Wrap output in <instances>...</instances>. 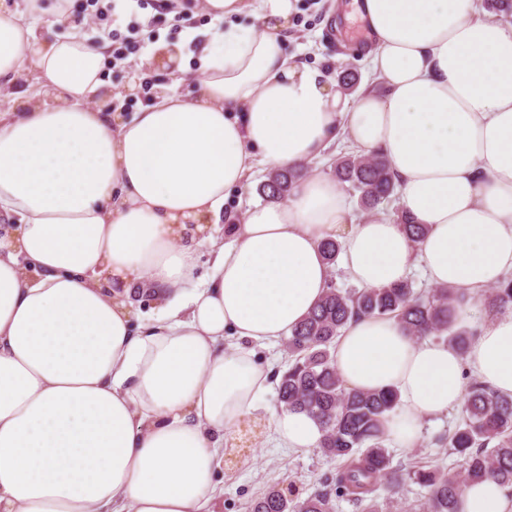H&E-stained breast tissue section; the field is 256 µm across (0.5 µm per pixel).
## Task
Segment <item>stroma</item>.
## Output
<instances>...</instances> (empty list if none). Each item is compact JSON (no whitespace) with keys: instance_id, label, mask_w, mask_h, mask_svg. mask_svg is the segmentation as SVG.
<instances>
[{"instance_id":"obj_1","label":"stroma","mask_w":512,"mask_h":512,"mask_svg":"<svg viewBox=\"0 0 512 512\" xmlns=\"http://www.w3.org/2000/svg\"><path fill=\"white\" fill-rule=\"evenodd\" d=\"M140 18L152 21L154 37L147 47L133 57L130 64L106 62L102 78L104 91L112 95V112L130 117L148 105L149 99L139 86L138 74L151 79L153 91L171 90L183 96L197 89V41L216 28L217 23L204 11L192 15L183 31L174 28L173 14L166 10L140 11ZM362 21L352 8V0H296L295 11L288 25V51L329 79H337L348 70L358 78L359 87L377 88L381 82L366 66L360 46L342 40L339 29H357ZM176 55L184 72L182 81H175L168 67L169 55ZM459 411L439 417L423 427L421 440L412 448H390L393 465L404 469L426 465L451 474L462 471L461 459L452 454L442 436L453 429ZM234 459L217 473L221 493L216 512H249L251 501L269 485L280 483L295 495L307 497L332 475L336 464L317 449L296 452L279 448L267 436L246 437L243 447L234 449Z\"/></svg>"}]
</instances>
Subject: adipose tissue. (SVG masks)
Returning a JSON list of instances; mask_svg holds the SVG:
<instances>
[{"label":"adipose tissue","instance_id":"adipose-tissue-1","mask_svg":"<svg viewBox=\"0 0 512 512\" xmlns=\"http://www.w3.org/2000/svg\"><path fill=\"white\" fill-rule=\"evenodd\" d=\"M203 8L225 27L198 47L196 95L163 91L122 119L89 104L107 43L30 24L68 23L67 0L0 5V95L38 87L0 113V217L13 224L0 238V512H215L224 450L248 423L280 447H317L307 413L258 416L272 371L255 349L325 294L324 238L362 288L417 264L472 296L512 275V28L478 0H360L384 89L351 101L289 55L293 0ZM245 12L263 29L232 23ZM339 136L386 156L422 240L358 220L325 174L212 236L256 166L319 158ZM332 354L347 388L397 391L388 435L401 448L460 407L465 370L512 397V312L463 356L390 317L350 321ZM458 510L512 512V493L470 485Z\"/></svg>","mask_w":512,"mask_h":512}]
</instances>
